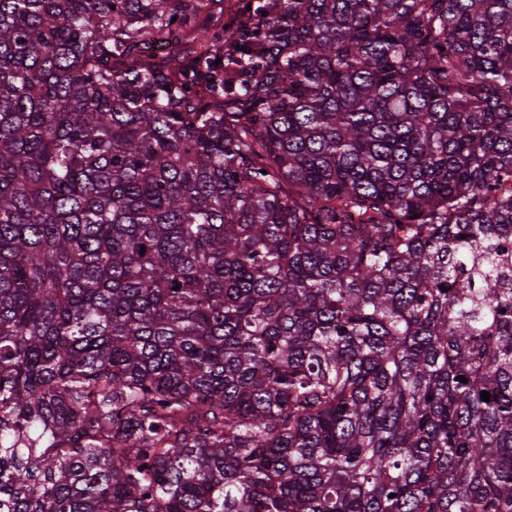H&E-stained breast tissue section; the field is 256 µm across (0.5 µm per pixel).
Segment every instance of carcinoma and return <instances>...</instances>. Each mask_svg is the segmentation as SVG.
<instances>
[{"instance_id":"obj_1","label":"carcinoma","mask_w":512,"mask_h":512,"mask_svg":"<svg viewBox=\"0 0 512 512\" xmlns=\"http://www.w3.org/2000/svg\"><path fill=\"white\" fill-rule=\"evenodd\" d=\"M211 2L0 0V512H512V0Z\"/></svg>"}]
</instances>
